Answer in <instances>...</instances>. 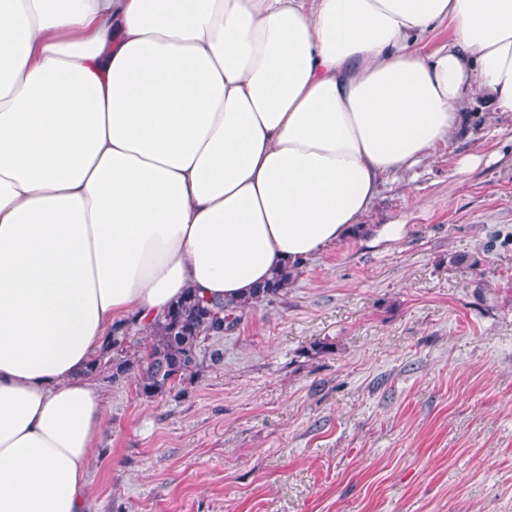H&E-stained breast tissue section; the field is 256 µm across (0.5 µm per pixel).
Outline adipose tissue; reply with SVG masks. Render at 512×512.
<instances>
[{
    "mask_svg": "<svg viewBox=\"0 0 512 512\" xmlns=\"http://www.w3.org/2000/svg\"><path fill=\"white\" fill-rule=\"evenodd\" d=\"M479 93L512 0H0V512H89L113 327L399 238L364 216Z\"/></svg>",
    "mask_w": 512,
    "mask_h": 512,
    "instance_id": "adipose-tissue-1",
    "label": "adipose tissue"
}]
</instances>
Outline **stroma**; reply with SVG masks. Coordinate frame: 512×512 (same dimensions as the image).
Here are the masks:
<instances>
[{"label":"stroma","mask_w":512,"mask_h":512,"mask_svg":"<svg viewBox=\"0 0 512 512\" xmlns=\"http://www.w3.org/2000/svg\"><path fill=\"white\" fill-rule=\"evenodd\" d=\"M467 110L382 187L366 221L398 240L299 267L181 398L99 380L90 512H512V112Z\"/></svg>","instance_id":"obj_1"}]
</instances>
